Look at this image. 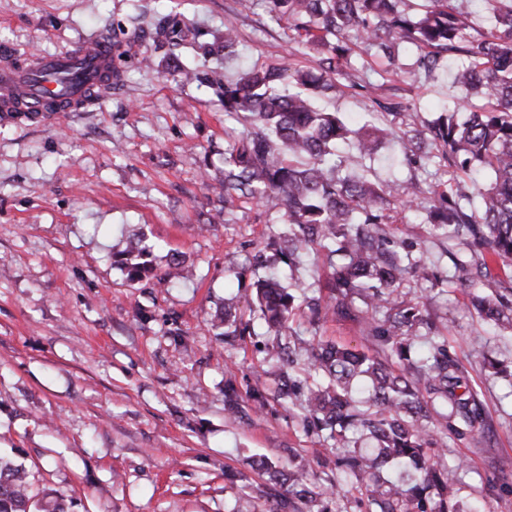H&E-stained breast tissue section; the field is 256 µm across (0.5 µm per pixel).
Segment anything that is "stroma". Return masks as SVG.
<instances>
[{"mask_svg":"<svg viewBox=\"0 0 512 512\" xmlns=\"http://www.w3.org/2000/svg\"><path fill=\"white\" fill-rule=\"evenodd\" d=\"M233 13L235 56L196 55L198 70L231 81L268 64L317 68L318 54L296 43L287 20H271L264 0L246 12L238 0H0V46L20 54L52 55L96 31L134 45L119 84L86 111L51 126L0 121V455L28 468L34 490L74 501L73 512H264L265 500L249 496L266 481L255 464L287 463L292 448L305 459L318 453L316 483L340 481L341 512H358L361 488L337 470L335 449H320L279 397L280 349L253 302L254 282L269 272L254 258L282 246L283 214L275 199L247 197L225 212L215 191L224 150L246 126L225 114L218 86L177 81L168 48L130 37L171 16L220 42ZM388 68L385 58L354 56L324 106L357 130L371 106L367 82L382 80L385 95L429 118L458 93L450 72L404 82ZM376 126L385 132L371 161L379 179L454 187L447 165L400 161V119ZM428 205H387L398 218L389 232L446 277L448 241L430 236ZM140 235L154 247L156 274L131 282L113 257ZM174 256L191 267L190 280L165 278ZM400 297L426 304L488 413L486 444L448 436L441 466L460 499L512 512V386L482 367L486 354L511 362L512 338L477 320L466 283L439 291L411 280ZM226 306L251 320L252 335L229 341L211 330ZM292 327L307 340L369 345L353 319L313 325L300 312ZM229 381L239 395L233 420L224 411ZM255 390L264 411L252 408Z\"/></svg>","mask_w":512,"mask_h":512,"instance_id":"1","label":"stroma"}]
</instances>
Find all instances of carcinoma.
I'll return each instance as SVG.
<instances>
[{
	"mask_svg": "<svg viewBox=\"0 0 512 512\" xmlns=\"http://www.w3.org/2000/svg\"><path fill=\"white\" fill-rule=\"evenodd\" d=\"M271 18L294 21L298 42L320 55V72L288 73L282 65L244 72L236 81L218 83L224 111L243 117L252 131L224 152V205L240 197L258 201L274 194L288 224V252L281 261L293 267L300 254L318 244L339 254L329 295L315 282L288 287L269 276L255 282L256 304L265 335L276 340L291 334L293 312L306 306L311 323L354 318L376 346L373 353L343 345H309L307 376L282 378V394L294 402L307 427L336 449V467L364 488L360 512H474L456 497L436 453L447 435L468 436L476 443L486 434L485 408L470 386L469 371L434 331L430 313L418 302L400 301L399 288L410 279L440 283L430 267L411 254L390 247L386 225L393 217L382 205L396 197L404 210L417 206L420 182H381L367 174L366 160L380 141V129L353 135L342 117L317 108L314 96L336 90L347 75L355 50L381 53L390 61L402 45L415 49L409 68L398 67L402 80L427 77L450 58L461 60L454 84L459 103L428 119L402 100L375 96L378 85L363 86L373 109L405 118L411 129L425 128L440 147L438 159L472 179L474 190L437 184L426 221L456 242L462 254L450 255L448 280L466 281L475 290L476 314L512 337V285L495 269L512 267V0H483L485 19L454 0H426L419 14L408 0H265ZM170 52L187 39L177 24L158 22ZM235 20H224L222 43L196 47L206 56L234 53ZM468 111L459 122L455 114ZM483 172L481 186L473 175ZM151 246L138 239L117 257L128 280L154 276ZM225 336L251 335V326L223 308L213 327ZM428 344L413 356L416 340ZM398 359L406 368L390 367ZM267 467V512H342L338 484L312 482L313 471L296 462ZM0 512H67L43 492L35 499L28 470L0 458Z\"/></svg>",
	"mask_w": 512,
	"mask_h": 512,
	"instance_id": "1",
	"label": "carcinoma"
}]
</instances>
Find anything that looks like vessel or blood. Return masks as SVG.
<instances>
[{
	"label": "vessel or blood",
	"mask_w": 512,
	"mask_h": 512,
	"mask_svg": "<svg viewBox=\"0 0 512 512\" xmlns=\"http://www.w3.org/2000/svg\"><path fill=\"white\" fill-rule=\"evenodd\" d=\"M111 38L95 36L90 47L64 54L38 55L18 62L0 52V119L37 118L55 122L63 113L82 111L89 98L110 88L113 66Z\"/></svg>",
	"instance_id": "obj_1"
}]
</instances>
